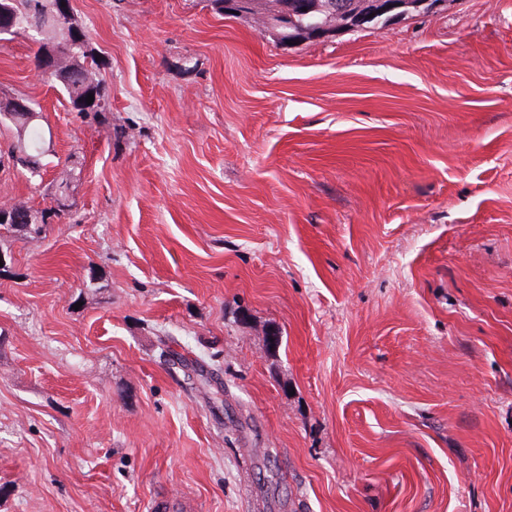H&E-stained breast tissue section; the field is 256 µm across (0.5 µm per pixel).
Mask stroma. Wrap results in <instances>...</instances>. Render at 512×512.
I'll return each instance as SVG.
<instances>
[{"instance_id": "obj_1", "label": "stroma", "mask_w": 512, "mask_h": 512, "mask_svg": "<svg viewBox=\"0 0 512 512\" xmlns=\"http://www.w3.org/2000/svg\"><path fill=\"white\" fill-rule=\"evenodd\" d=\"M72 11L102 123L0 48L52 135L0 203L81 170L0 241V512H512V0L291 46L211 0ZM20 209L29 211L34 220L31 224H2L0 222V240L4 237H23L24 239L37 240L45 234L48 226V218L51 217L52 212L56 211H38L33 210L23 204H16Z\"/></svg>"}]
</instances>
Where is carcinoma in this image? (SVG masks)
<instances>
[{
  "label": "carcinoma",
  "instance_id": "cac0c4a2",
  "mask_svg": "<svg viewBox=\"0 0 512 512\" xmlns=\"http://www.w3.org/2000/svg\"><path fill=\"white\" fill-rule=\"evenodd\" d=\"M399 4L395 13L407 16L421 12L418 0H242L244 6L234 13L251 14L259 9L266 17L276 20L278 16L288 17V26L277 28L280 36L290 42L318 37L324 27H334L338 31H357L354 20L360 17L368 19L371 26L384 28L391 24L392 13L384 11L386 3ZM58 0H0V28L8 25V34L13 36L26 30L42 35L34 55V67L40 69L43 51L47 45L68 55L74 66L85 65L80 71L73 72L68 79L57 82L65 100L75 105L84 97V82L89 75H96L97 63L88 51L85 41L69 43L72 22L67 15L56 9ZM308 13H303V10ZM32 112H7L0 107V125L11 130L12 142L10 154L22 164V168L32 174L41 171L44 136L32 125ZM18 208L28 210L34 216L31 224L0 223V239L4 237H23L37 240L42 237L48 226L49 211L31 210L20 204Z\"/></svg>",
  "mask_w": 512,
  "mask_h": 512
}]
</instances>
